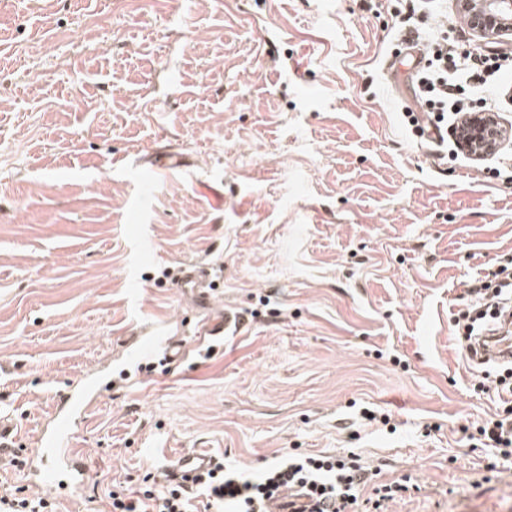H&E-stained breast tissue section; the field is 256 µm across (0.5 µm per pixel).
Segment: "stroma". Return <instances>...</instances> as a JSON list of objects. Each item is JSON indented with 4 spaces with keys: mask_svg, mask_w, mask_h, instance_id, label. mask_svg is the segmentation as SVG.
<instances>
[{
    "mask_svg": "<svg viewBox=\"0 0 512 512\" xmlns=\"http://www.w3.org/2000/svg\"><path fill=\"white\" fill-rule=\"evenodd\" d=\"M406 0H6L0 8V417L34 448L60 395L92 479L56 512L186 452L257 476L360 455L403 489L379 512H512V464L469 431L498 374L454 334L469 281L512 262V157L452 158L385 65ZM417 25L512 53L417 0ZM181 172L143 197L149 155ZM211 270L240 334L207 348L180 269ZM186 355H125L148 336ZM375 412L368 421L366 412ZM389 414V424L378 417Z\"/></svg>",
    "mask_w": 512,
    "mask_h": 512,
    "instance_id": "1",
    "label": "stroma"
}]
</instances>
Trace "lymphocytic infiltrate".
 Here are the masks:
<instances>
[{
  "label": "lymphocytic infiltrate",
  "mask_w": 512,
  "mask_h": 512,
  "mask_svg": "<svg viewBox=\"0 0 512 512\" xmlns=\"http://www.w3.org/2000/svg\"><path fill=\"white\" fill-rule=\"evenodd\" d=\"M512 70V57L485 58L460 51L447 38L429 36L414 74L415 98L434 127L458 124L474 114L473 100L465 92L490 88L497 77ZM469 304L459 309L456 333L464 341L494 332L503 311L512 309V268L501 267L491 280L477 279L467 288ZM371 487L375 505L395 499L399 484H373L372 475L357 455L288 456L269 465L259 476L246 478L216 458L191 483L146 474L142 485L117 486L107 497L110 512H192V501L205 497L207 512H269L278 492L288 490L289 512H350L361 488Z\"/></svg>",
  "instance_id": "f902f5d3"
}]
</instances>
